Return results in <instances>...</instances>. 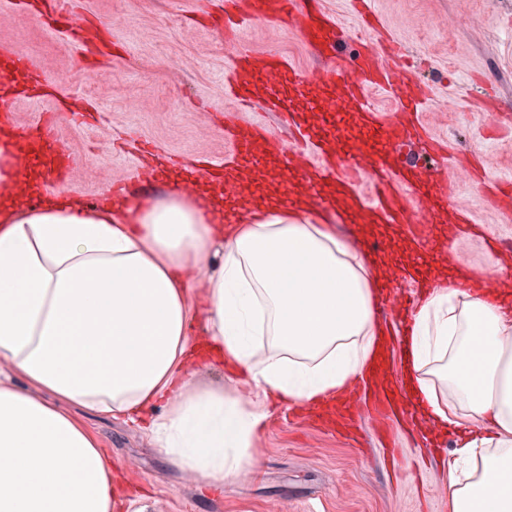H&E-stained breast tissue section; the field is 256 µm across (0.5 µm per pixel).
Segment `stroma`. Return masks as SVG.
Wrapping results in <instances>:
<instances>
[{
	"label": "stroma",
	"mask_w": 512,
	"mask_h": 512,
	"mask_svg": "<svg viewBox=\"0 0 512 512\" xmlns=\"http://www.w3.org/2000/svg\"><path fill=\"white\" fill-rule=\"evenodd\" d=\"M77 24L101 37L99 46L70 38L27 6L0 0V53L27 55L47 84L44 93L16 98V116L29 124L55 122L73 155L68 182L56 186L92 204L138 163L136 140L156 149V160H224L226 126L249 119L277 128L274 115L237 111L225 76L243 52L279 53L307 87L320 84V60L287 23L241 19L224 33V0H71ZM430 86L422 113L449 156L486 162L476 183L446 169L456 202L475 232L448 245V227L435 225V251L421 253L409 225L380 226L369 241L374 253L403 246L424 256L429 269L465 265L474 278L488 275L490 248L478 230L491 228L512 243V215L497 210L490 183L512 174V115L473 103V74L512 104V0H368ZM109 55L111 83L90 86L86 73ZM379 357L392 386L403 380V325L385 322ZM123 479L148 494L147 512H448V471L455 439L409 424L408 414L382 421L367 414L352 435L315 424L307 410L271 408L256 442V472L214 488L165 459L134 424L78 410Z\"/></svg>",
	"instance_id": "35a3bbf8"
}]
</instances>
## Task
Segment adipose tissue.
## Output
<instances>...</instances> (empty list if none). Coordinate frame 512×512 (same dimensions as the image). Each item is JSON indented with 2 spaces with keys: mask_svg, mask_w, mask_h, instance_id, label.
<instances>
[{
  "mask_svg": "<svg viewBox=\"0 0 512 512\" xmlns=\"http://www.w3.org/2000/svg\"><path fill=\"white\" fill-rule=\"evenodd\" d=\"M22 146L0 134V365L25 381L0 380V512H130L69 406L124 417L217 486L253 472L270 401L325 406L378 350L374 261L303 204L229 215L219 187L187 192L188 173L161 201L55 194L22 210ZM488 273L499 290L428 283L404 339L424 420L458 443L448 512H512V265ZM203 361L258 400L192 385Z\"/></svg>",
  "mask_w": 512,
  "mask_h": 512,
  "instance_id": "obj_1",
  "label": "adipose tissue"
}]
</instances>
